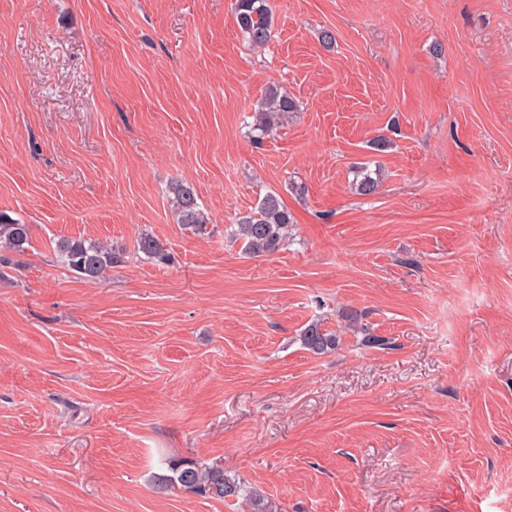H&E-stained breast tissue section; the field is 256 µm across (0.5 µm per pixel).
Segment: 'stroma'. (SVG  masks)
<instances>
[{
    "label": "stroma",
    "mask_w": 512,
    "mask_h": 512,
    "mask_svg": "<svg viewBox=\"0 0 512 512\" xmlns=\"http://www.w3.org/2000/svg\"><path fill=\"white\" fill-rule=\"evenodd\" d=\"M234 3L0 0V512H249L157 489L179 458L282 512H512V0H273L261 50ZM273 84L300 110L257 143ZM269 191L290 241L253 257ZM63 237L126 261L82 280ZM168 192L171 196V204L177 224H181L184 229L191 230L199 236L208 234L207 225L209 220L198 202L199 199L194 187L176 180L170 183ZM289 224L288 209L277 194L269 192L257 207L236 219L234 231L246 251L261 256L278 251L287 242ZM31 225L20 224L8 215L0 213V277H4L2 268L13 263L9 255H21L31 247ZM137 250L147 258L165 263L169 259V253L163 242L149 233H141L137 238ZM300 337L303 345L316 354L335 350L340 342L339 336L324 329L320 323L308 325Z\"/></svg>",
    "instance_id": "stroma-1"
}]
</instances>
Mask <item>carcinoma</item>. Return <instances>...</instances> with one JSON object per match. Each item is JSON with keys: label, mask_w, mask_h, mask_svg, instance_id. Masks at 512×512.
Returning a JSON list of instances; mask_svg holds the SVG:
<instances>
[{"label": "carcinoma", "mask_w": 512, "mask_h": 512, "mask_svg": "<svg viewBox=\"0 0 512 512\" xmlns=\"http://www.w3.org/2000/svg\"><path fill=\"white\" fill-rule=\"evenodd\" d=\"M235 22L247 39L250 47L262 49L269 42L273 25L269 0H236ZM299 111V103L280 86L267 89L253 112L249 124L255 140H260L282 125L288 113ZM379 179L366 173L354 183L360 196H370L378 188ZM171 204L177 219L185 229L194 234H208V217L198 202L194 187L176 180L168 187ZM291 214L280 197L267 193L257 207L236 219L235 235L242 239L246 251L255 256L274 253L288 239ZM31 225L21 224L0 213V277L3 269L13 263V256L27 252L31 247ZM137 250L146 257L160 263L169 259L163 242L149 233L137 238ZM56 252L62 264L73 273L87 280L104 276L113 265L123 261V254L113 245L81 238L64 237L57 241ZM303 345L316 354L336 349L340 337L324 329L319 323L308 325L301 333ZM170 474L158 477V485L166 490L178 488L183 492L216 499H232L240 496L241 485L235 479L224 475L218 466L203 465L193 459H175L167 465Z\"/></svg>", "instance_id": "1"}]
</instances>
